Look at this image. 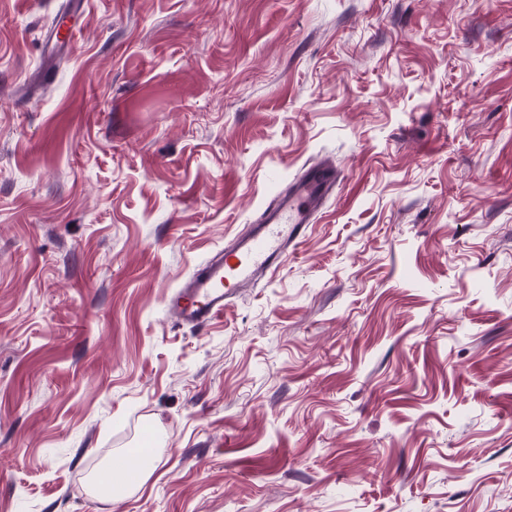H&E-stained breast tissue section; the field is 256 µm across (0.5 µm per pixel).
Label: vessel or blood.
Instances as JSON below:
<instances>
[{
	"instance_id": "b4317fda",
	"label": "vessel or blood",
	"mask_w": 512,
	"mask_h": 512,
	"mask_svg": "<svg viewBox=\"0 0 512 512\" xmlns=\"http://www.w3.org/2000/svg\"><path fill=\"white\" fill-rule=\"evenodd\" d=\"M337 179L333 166L321 164L274 196L247 236L234 240L198 266L173 294L168 307L175 320L204 326L223 315L229 299L242 289L272 276L289 251L301 243Z\"/></svg>"
}]
</instances>
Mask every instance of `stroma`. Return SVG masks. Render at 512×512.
Wrapping results in <instances>:
<instances>
[{
    "label": "stroma",
    "instance_id": "obj_1",
    "mask_svg": "<svg viewBox=\"0 0 512 512\" xmlns=\"http://www.w3.org/2000/svg\"><path fill=\"white\" fill-rule=\"evenodd\" d=\"M67 3L0 0V512H512V0ZM318 162L296 253L177 324ZM140 455V454H139ZM137 454H132L123 459H118L114 466L113 470L118 473H122L125 480H129L132 477V473L128 472L124 469V461L127 466L135 473V484L136 486H142L146 481V472L141 471L140 469L146 465V458L139 457ZM124 460V461H123Z\"/></svg>",
    "mask_w": 512,
    "mask_h": 512
}]
</instances>
